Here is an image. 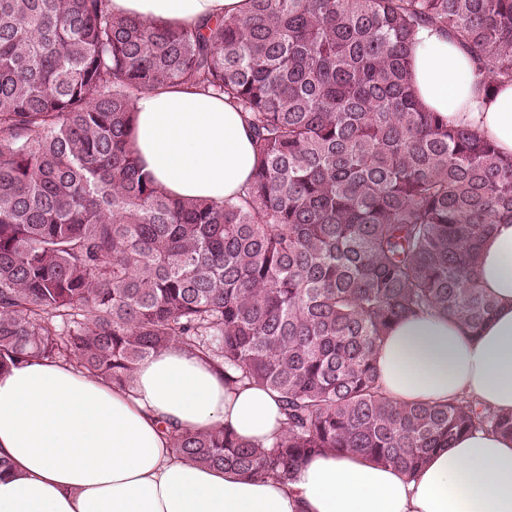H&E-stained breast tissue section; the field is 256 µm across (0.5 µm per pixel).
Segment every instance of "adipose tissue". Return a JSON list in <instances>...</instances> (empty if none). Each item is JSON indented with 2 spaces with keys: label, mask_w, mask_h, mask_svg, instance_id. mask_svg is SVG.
<instances>
[{
  "label": "adipose tissue",
  "mask_w": 512,
  "mask_h": 512,
  "mask_svg": "<svg viewBox=\"0 0 512 512\" xmlns=\"http://www.w3.org/2000/svg\"><path fill=\"white\" fill-rule=\"evenodd\" d=\"M112 13L196 28L245 0H109ZM428 109L512 156V84L476 88L474 65L444 33L420 28L411 56ZM132 146L174 198L223 201L252 174V136L222 96L187 85L140 95ZM496 309L478 332L434 313L394 327L377 355L401 402L468 396L512 412V223L494 225L477 264ZM281 407L258 386L227 389L221 368L174 344L141 363L132 388L33 359L0 375V512H512V439L475 430L411 476L355 455L304 462L289 483L201 467L168 448L171 430L231 428L270 445Z\"/></svg>",
  "instance_id": "obj_1"
}]
</instances>
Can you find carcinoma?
<instances>
[{
	"label": "carcinoma",
	"mask_w": 512,
	"mask_h": 512,
	"mask_svg": "<svg viewBox=\"0 0 512 512\" xmlns=\"http://www.w3.org/2000/svg\"><path fill=\"white\" fill-rule=\"evenodd\" d=\"M424 26L482 91L512 83V0H248L194 29L0 0V374L40 359L129 387L179 343L275 394L284 422L267 447L220 426L170 448L283 483L327 452L412 475L466 432L512 438V413L400 403L379 381L400 321L492 315L477 256L512 217V156L415 94ZM169 85L243 113L255 168L236 197L177 200L139 165L134 102Z\"/></svg>",
	"instance_id": "1"
}]
</instances>
